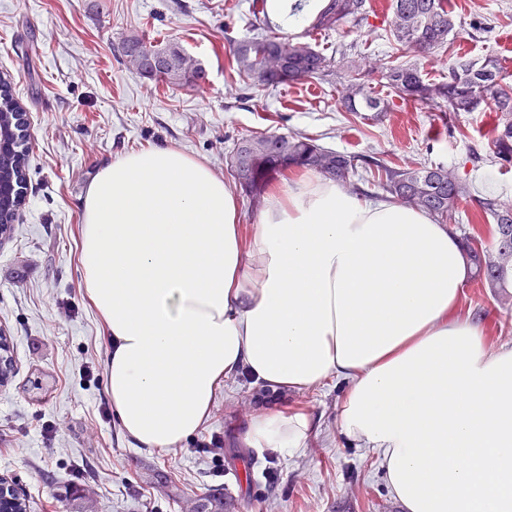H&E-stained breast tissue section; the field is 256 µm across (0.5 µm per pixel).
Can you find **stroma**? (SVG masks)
I'll list each match as a JSON object with an SVG mask.
<instances>
[{"instance_id": "obj_1", "label": "stroma", "mask_w": 512, "mask_h": 512, "mask_svg": "<svg viewBox=\"0 0 512 512\" xmlns=\"http://www.w3.org/2000/svg\"><path fill=\"white\" fill-rule=\"evenodd\" d=\"M470 35L422 60L426 80L448 75L449 54L497 58L512 81V0H449ZM388 0L365 20L311 33L324 50H350L362 82L390 109L365 120L340 111V80L245 88L230 76V49L252 34L246 0H0V75L26 112V189L9 239L0 242V330L13 370L0 385V477L55 512V493L77 486L69 512H402L378 454L350 443L337 424L345 386L280 394L230 377L203 427L164 451L136 447L105 391L110 341L81 281L82 198L122 153L166 145L226 174L224 154L257 132L303 133L386 166L458 168L479 198L512 202V166L486 158L494 115L427 111L402 103L376 67L390 49ZM178 42L206 68L198 86L151 87L120 58L128 35ZM462 312L489 344L512 345V306L468 281ZM264 406L308 413L314 433L299 453H256L244 433ZM213 451H199V442Z\"/></svg>"}]
</instances>
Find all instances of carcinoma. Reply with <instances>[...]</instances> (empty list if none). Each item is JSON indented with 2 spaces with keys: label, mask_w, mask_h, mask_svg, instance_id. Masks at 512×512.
<instances>
[{
  "label": "carcinoma",
  "mask_w": 512,
  "mask_h": 512,
  "mask_svg": "<svg viewBox=\"0 0 512 512\" xmlns=\"http://www.w3.org/2000/svg\"><path fill=\"white\" fill-rule=\"evenodd\" d=\"M261 10L253 12L259 32L230 49L231 66L239 80L253 88H269L304 80H328L339 70L349 72L343 87L341 105L347 112H385V100L369 92L358 78L354 61L342 51L339 58L326 55L310 43L277 33L280 25L271 19L270 0H257ZM304 35L314 31L332 33L345 23L363 20L370 8L368 0H314ZM390 32L395 42L396 64L386 61L378 71V80L403 101L422 108L445 106L450 112H474L482 104L495 112L496 135L489 147V160L500 165L512 164V82L502 74L498 61L483 62L466 57L448 58V80L427 82L420 59L442 48L449 36L463 37L456 18L448 10V0H391ZM120 54L139 58L152 55L165 59L161 68L144 78L155 86L199 85L206 72L197 61L174 42H159L143 35L126 37ZM20 107L7 90L0 91V122L16 119ZM13 151L0 158V173L16 186H25L26 136L14 140ZM224 161L236 186L253 207L261 205L269 191L273 173L296 168L313 171L343 185L350 182L357 169L354 156L325 147L303 135L259 133L243 138L225 154ZM381 169L377 186L395 203L432 215L446 223L455 219L460 205L473 197L467 179L442 165H406ZM481 212L496 224L495 241L479 246L466 237L467 251L476 282L494 290L503 306L512 304V204L499 198L479 201Z\"/></svg>",
  "instance_id": "carcinoma-1"
}]
</instances>
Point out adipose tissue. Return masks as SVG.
Returning <instances> with one entry per match:
<instances>
[{
  "instance_id": "1",
  "label": "adipose tissue",
  "mask_w": 512,
  "mask_h": 512,
  "mask_svg": "<svg viewBox=\"0 0 512 512\" xmlns=\"http://www.w3.org/2000/svg\"><path fill=\"white\" fill-rule=\"evenodd\" d=\"M239 211L223 176L170 147L89 185L81 278L125 436L184 442L240 371L287 392L335 378L341 434L380 454L403 512H512V346L458 315L470 265L452 228L320 177L275 188L251 240ZM312 431L266 409L245 442L293 455Z\"/></svg>"
}]
</instances>
